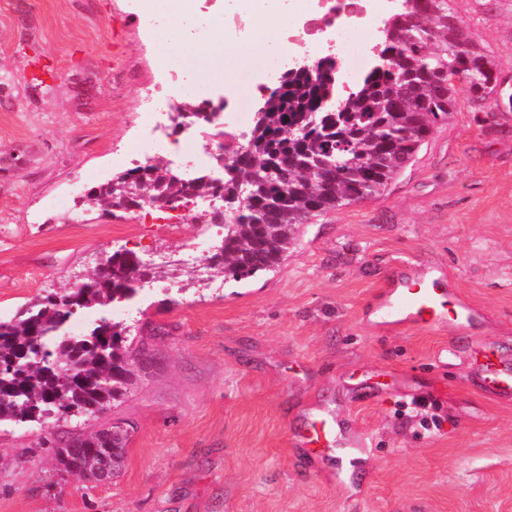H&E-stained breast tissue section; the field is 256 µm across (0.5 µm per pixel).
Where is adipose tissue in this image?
<instances>
[{
	"label": "adipose tissue",
	"instance_id": "1",
	"mask_svg": "<svg viewBox=\"0 0 512 512\" xmlns=\"http://www.w3.org/2000/svg\"><path fill=\"white\" fill-rule=\"evenodd\" d=\"M240 4L254 15L252 39L246 42H227L222 24L213 23L209 41L185 51V68L198 71L225 64L233 67L280 49L281 44L275 37L279 28L280 0H240Z\"/></svg>",
	"mask_w": 512,
	"mask_h": 512
}]
</instances>
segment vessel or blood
Wrapping results in <instances>:
<instances>
[{
	"label": "vessel or blood",
	"mask_w": 512,
	"mask_h": 512,
	"mask_svg": "<svg viewBox=\"0 0 512 512\" xmlns=\"http://www.w3.org/2000/svg\"><path fill=\"white\" fill-rule=\"evenodd\" d=\"M384 316L396 324L437 325L449 319L463 327L473 322L475 312L466 303L451 301L448 290L436 280L427 285L401 289L385 304ZM481 383L484 391L499 398L512 399V365L487 360ZM300 441L313 454L319 455L338 445L340 438L335 435L332 422L322 418L308 425Z\"/></svg>",
	"instance_id": "1"
}]
</instances>
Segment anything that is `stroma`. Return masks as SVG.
<instances>
[{"label":"stroma","mask_w":512,"mask_h":512,"mask_svg":"<svg viewBox=\"0 0 512 512\" xmlns=\"http://www.w3.org/2000/svg\"><path fill=\"white\" fill-rule=\"evenodd\" d=\"M142 0H0V317L75 287L106 253L165 256L137 300L111 310L157 359L105 413L0 427V512H512V402L478 386L484 349L512 356V111L459 91L380 194L301 225L276 271L198 275L222 239L197 210L177 231L143 212L86 209L87 191L131 168L129 149L165 70L157 56L210 36ZM512 92V0H453ZM317 45L285 44L192 82L256 103L276 68ZM447 275L478 313L467 329L386 328L395 281ZM330 416L343 448L314 459L297 434ZM130 424L118 476H59L39 448Z\"/></svg>","instance_id":"stroma-1"}]
</instances>
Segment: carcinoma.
I'll use <instances>...</instances> for the list:
<instances>
[{
	"instance_id": "obj_1",
	"label": "carcinoma",
	"mask_w": 512,
	"mask_h": 512,
	"mask_svg": "<svg viewBox=\"0 0 512 512\" xmlns=\"http://www.w3.org/2000/svg\"><path fill=\"white\" fill-rule=\"evenodd\" d=\"M450 0H402L373 47L371 68L346 88L327 56L286 75L260 96L263 116L245 142L231 148L217 131L209 168L191 178L167 164L137 165L92 188L88 202L105 214L149 207L165 213L220 189L243 192L235 215L201 213V223L224 225L221 250L209 267L235 281L275 271L288 256L300 225L336 207L380 193L414 157L434 126L455 111L456 84L467 78L471 99L498 93L486 48L456 22ZM184 103L175 128L214 127ZM152 268L130 251L102 258L70 292L41 295L0 319V423L60 420L96 414L129 393L154 360L145 341L128 342V327L100 317L80 336L67 331L75 314L135 301ZM40 348L54 368L24 360ZM129 430L110 423L88 436L48 433L46 449L61 472L116 476Z\"/></svg>"
}]
</instances>
